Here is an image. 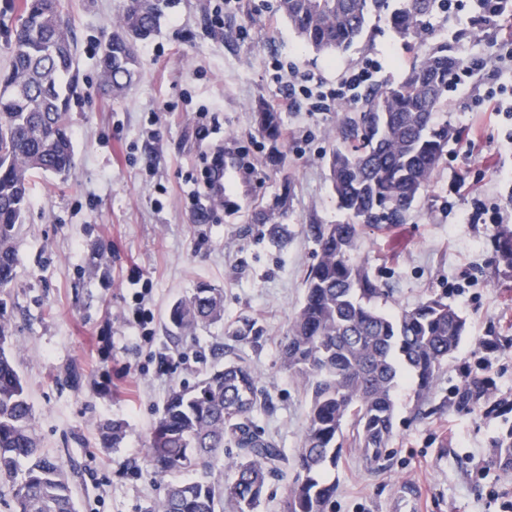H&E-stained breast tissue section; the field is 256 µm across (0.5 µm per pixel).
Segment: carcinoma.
Returning a JSON list of instances; mask_svg holds the SVG:
<instances>
[{
    "mask_svg": "<svg viewBox=\"0 0 512 512\" xmlns=\"http://www.w3.org/2000/svg\"><path fill=\"white\" fill-rule=\"evenodd\" d=\"M125 0L103 43L102 79L120 94L134 82L139 59L128 36L148 38L162 9L149 16ZM453 0H279L296 37L317 53L346 52L365 33L368 19L387 21L410 46L424 50L399 82L367 88L356 105L343 106L336 147L328 158L332 189L355 224H312L308 233L318 261L305 282V297L281 342V357L304 384L307 425L293 462L282 512H329L335 484L325 473L341 459L344 428L367 465L378 462L398 415L396 395L407 376L419 396L428 395L457 349L466 319L441 297L399 313L380 310L386 290L357 261L361 234L406 223L448 146L460 131L437 120L448 81L469 60L455 43L433 40L432 20ZM10 66L0 72V288H8L18 260V239L34 172L68 176L75 165L71 98L62 77L75 64L72 36L56 0H21ZM512 18V0H473L463 39L485 37ZM271 139L280 136L279 113L254 114ZM499 262L512 268V231L499 236ZM224 316V295L198 286L170 313L184 332ZM12 323L0 301V479L11 483L10 512H76L63 464L41 451L33 411L18 372ZM259 404L258 374L229 362L195 385L174 387L149 437L154 476L171 477L152 512H258L269 478L288 458L260 436L252 415ZM123 423L102 425L116 444ZM237 448L229 479L215 476L224 447Z\"/></svg>",
    "mask_w": 512,
    "mask_h": 512,
    "instance_id": "carcinoma-1",
    "label": "carcinoma"
}]
</instances>
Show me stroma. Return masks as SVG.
Returning <instances> with one entry per match:
<instances>
[{
    "label": "stroma",
    "instance_id": "35a3bbf8",
    "mask_svg": "<svg viewBox=\"0 0 512 512\" xmlns=\"http://www.w3.org/2000/svg\"><path fill=\"white\" fill-rule=\"evenodd\" d=\"M217 0H163L157 30L137 44L139 75L120 97L102 82L101 45L124 0H56L76 48L72 139L76 167L67 179L36 172L25 213L7 309L16 364L43 450L61 461L77 512H152L165 483L153 478L146 448L173 387L192 385L231 361L260 376L258 430L294 455L308 400L280 358V344L305 296L318 255L305 229L343 224L326 156L336 115H281L286 137L270 140L253 112L275 105L274 60L337 85L374 61L377 83L399 81L413 52L390 25L371 19L351 50L316 54L295 36L277 0H226L224 26L210 24ZM486 71L449 93L439 117L474 140L450 145L406 224L365 232L355 254L390 294V312L434 296L460 311L467 332L433 391L413 382L397 392L399 413L379 462L345 448L328 479L331 512H397L401 492L419 512H500L492 489L512 495V467L496 443L512 426L486 417L487 400L464 401L458 365L485 336L512 338V269L495 260L494 224H475L476 208L498 209L512 226V145L489 113L472 111ZM229 140L251 162L246 195L233 209L198 217L187 193L205 164L200 125ZM289 193L286 212L273 213ZM207 284L224 294V317L176 333L170 308ZM153 314L138 324L139 310ZM253 330L240 335L243 322ZM123 421L118 445L99 426Z\"/></svg>",
    "mask_w": 512,
    "mask_h": 512
}]
</instances>
